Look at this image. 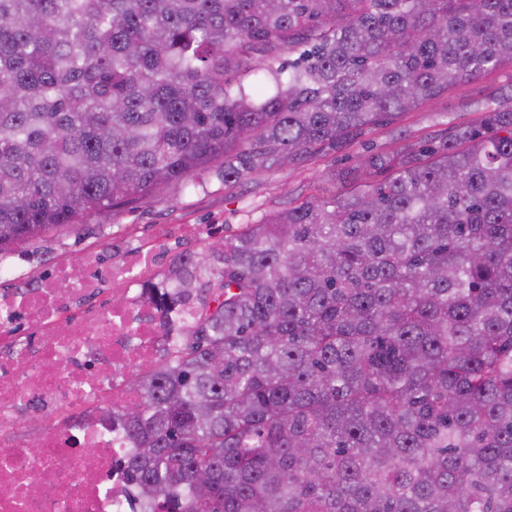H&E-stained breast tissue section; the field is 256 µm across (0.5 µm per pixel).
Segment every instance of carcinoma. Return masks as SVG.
I'll list each match as a JSON object with an SVG mask.
<instances>
[{"mask_svg": "<svg viewBox=\"0 0 512 512\" xmlns=\"http://www.w3.org/2000/svg\"><path fill=\"white\" fill-rule=\"evenodd\" d=\"M505 65L512 0H0V258L217 162L232 189L337 152ZM478 110L168 269L191 324L102 415L142 499L512 512V86Z\"/></svg>", "mask_w": 512, "mask_h": 512, "instance_id": "cac0c4a2", "label": "carcinoma"}]
</instances>
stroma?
Here are the masks:
<instances>
[{"label": "stroma", "mask_w": 512, "mask_h": 512, "mask_svg": "<svg viewBox=\"0 0 512 512\" xmlns=\"http://www.w3.org/2000/svg\"><path fill=\"white\" fill-rule=\"evenodd\" d=\"M512 83V66L474 82L455 85L440 98L406 113L392 125L362 135L359 142L337 153L299 164L249 173L235 189L229 190L218 172L191 177L165 186L135 205L104 212L87 219L62 236L36 240L18 248L1 262L11 272L0 279V289L23 293L49 271L62 265H77L87 255L97 258V289L74 299L69 314L111 307L117 295L106 271L138 245L158 244L164 263L201 245L196 229H206L213 238L234 235L241 225L257 220L263 213L281 208L289 196L312 191L324 195L335 189L331 170L361 159L364 147L392 150L398 140L416 143L443 133L449 122L474 123L480 114L468 103L491 90Z\"/></svg>", "instance_id": "1"}]
</instances>
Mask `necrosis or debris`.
I'll return each mask as SVG.
<instances>
[{
  "label": "necrosis or debris",
  "mask_w": 512,
  "mask_h": 512,
  "mask_svg": "<svg viewBox=\"0 0 512 512\" xmlns=\"http://www.w3.org/2000/svg\"><path fill=\"white\" fill-rule=\"evenodd\" d=\"M160 266L154 248L130 253L109 271L125 302L77 321L64 318L70 300L96 280L70 266L23 296L0 293V512H144L125 474L130 448L100 414L104 402L132 399L129 378L174 339L153 301Z\"/></svg>",
  "instance_id": "necrosis-or-debris-1"
}]
</instances>
